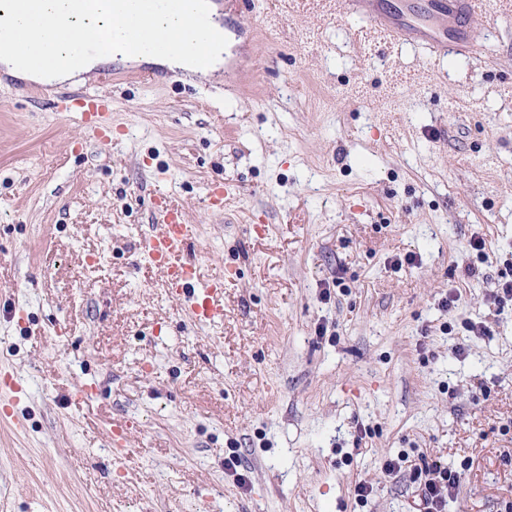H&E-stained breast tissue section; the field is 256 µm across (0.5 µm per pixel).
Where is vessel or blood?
I'll return each mask as SVG.
<instances>
[{"mask_svg":"<svg viewBox=\"0 0 512 512\" xmlns=\"http://www.w3.org/2000/svg\"><path fill=\"white\" fill-rule=\"evenodd\" d=\"M329 10L339 17L366 19L371 30L392 43H413L437 58L450 53L466 58L476 49V28L483 20L484 0H425L419 18L406 0H400L393 9L383 0H330ZM68 109L79 114L88 136L97 140L111 136L108 97L88 93L73 99ZM156 210L159 222L143 240V251L164 268L177 293L188 298L197 322L207 324L223 318V282L199 287L195 265L183 258L193 226L183 222L180 209L166 196L158 197Z\"/></svg>","mask_w":512,"mask_h":512,"instance_id":"b4317fda","label":"vessel or blood"}]
</instances>
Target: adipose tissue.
Masks as SVG:
<instances>
[{
  "label": "adipose tissue",
  "mask_w": 512,
  "mask_h": 512,
  "mask_svg": "<svg viewBox=\"0 0 512 512\" xmlns=\"http://www.w3.org/2000/svg\"><path fill=\"white\" fill-rule=\"evenodd\" d=\"M14 35L0 37V69L23 80L82 81L99 64L118 58L158 64L188 76L214 73L224 51L219 23L208 33L187 29L181 12L168 7L141 15L135 0H33V9L16 14ZM138 32L137 50H127L129 32ZM208 63H200L203 42Z\"/></svg>",
  "instance_id": "obj_1"
}]
</instances>
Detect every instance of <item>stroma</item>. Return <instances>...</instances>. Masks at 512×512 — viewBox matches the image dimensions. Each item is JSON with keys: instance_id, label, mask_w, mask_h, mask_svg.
Wrapping results in <instances>:
<instances>
[{"instance_id": "stroma-1", "label": "stroma", "mask_w": 512, "mask_h": 512, "mask_svg": "<svg viewBox=\"0 0 512 512\" xmlns=\"http://www.w3.org/2000/svg\"><path fill=\"white\" fill-rule=\"evenodd\" d=\"M88 91L111 101V140L56 107ZM161 195L197 227L200 282H224L222 320L197 323L142 251ZM509 264L498 8L469 59L243 0L210 77L107 62L41 97L0 74V365L23 386L0 420V512H413L380 471L401 453L463 468L447 512H506L512 304L488 295Z\"/></svg>"}]
</instances>
